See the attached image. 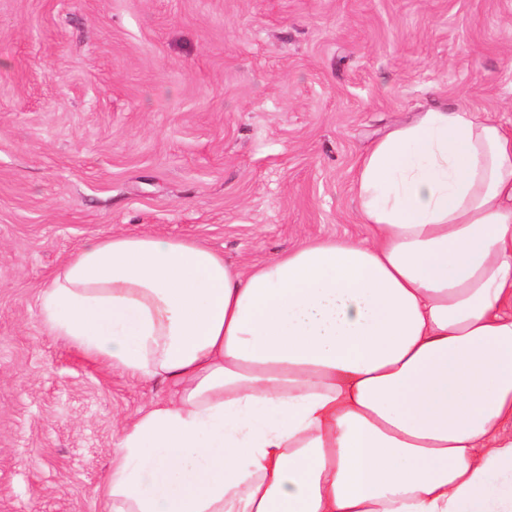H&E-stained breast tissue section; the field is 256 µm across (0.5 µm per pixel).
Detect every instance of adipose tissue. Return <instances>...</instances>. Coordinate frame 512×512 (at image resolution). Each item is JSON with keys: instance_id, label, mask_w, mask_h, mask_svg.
I'll return each mask as SVG.
<instances>
[{"instance_id": "ef3b65f1", "label": "adipose tissue", "mask_w": 512, "mask_h": 512, "mask_svg": "<svg viewBox=\"0 0 512 512\" xmlns=\"http://www.w3.org/2000/svg\"><path fill=\"white\" fill-rule=\"evenodd\" d=\"M355 196L359 241L244 267L119 233L53 274V335L173 386L122 421L105 512H512V133L429 109Z\"/></svg>"}]
</instances>
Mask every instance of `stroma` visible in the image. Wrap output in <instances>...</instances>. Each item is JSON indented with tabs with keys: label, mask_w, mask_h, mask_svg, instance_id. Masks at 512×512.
<instances>
[{
	"label": "stroma",
	"mask_w": 512,
	"mask_h": 512,
	"mask_svg": "<svg viewBox=\"0 0 512 512\" xmlns=\"http://www.w3.org/2000/svg\"><path fill=\"white\" fill-rule=\"evenodd\" d=\"M432 106L512 131V0H0V512H104L120 422L170 389L46 329L85 241L365 238L359 156Z\"/></svg>",
	"instance_id": "stroma-1"
}]
</instances>
